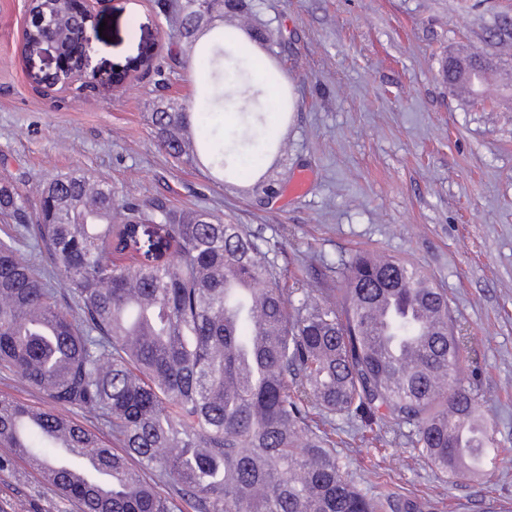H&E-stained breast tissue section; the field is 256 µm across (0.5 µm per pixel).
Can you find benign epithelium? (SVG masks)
I'll use <instances>...</instances> for the list:
<instances>
[{
    "label": "benign epithelium",
    "mask_w": 512,
    "mask_h": 512,
    "mask_svg": "<svg viewBox=\"0 0 512 512\" xmlns=\"http://www.w3.org/2000/svg\"><path fill=\"white\" fill-rule=\"evenodd\" d=\"M67 14L73 17L68 41L63 44L54 33L52 21L32 10L25 15V31L39 26L45 36L37 53L52 51L59 62L55 84L63 91L82 93L93 86L95 72L91 67V49L96 34L92 24V14L84 6L83 0H64Z\"/></svg>",
    "instance_id": "benign-epithelium-1"
}]
</instances>
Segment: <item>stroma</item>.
<instances>
[{
  "mask_svg": "<svg viewBox=\"0 0 512 512\" xmlns=\"http://www.w3.org/2000/svg\"><path fill=\"white\" fill-rule=\"evenodd\" d=\"M27 0H0V182L37 185L83 169L121 195L166 194L261 230L286 282L339 285L355 250L406 260L447 289L468 336L459 377L478 395L498 442L496 467L444 481L413 448L384 444L337 421L349 475L376 493L422 502V512H512V93L484 103L441 76L458 46L512 69V0H260L259 19L281 25L286 53L270 57L296 105L264 111L258 131L288 142L271 176L278 194L256 205L207 163L159 150L151 114L161 103L153 67L165 65L170 31L156 0H93L104 31L92 45L99 83L74 95L54 84L57 60L23 51ZM308 171L305 193H287ZM0 501L14 512H78L13 449Z\"/></svg>",
  "mask_w": 512,
  "mask_h": 512,
  "instance_id": "1",
  "label": "stroma"
}]
</instances>
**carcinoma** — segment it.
Listing matches in <instances>:
<instances>
[{"label":"carcinoma","instance_id":"1","mask_svg":"<svg viewBox=\"0 0 512 512\" xmlns=\"http://www.w3.org/2000/svg\"><path fill=\"white\" fill-rule=\"evenodd\" d=\"M171 11L173 60H190L212 78L221 49L197 50L214 23L247 9L244 0L208 14L199 0L162 5ZM216 42L249 49L231 30ZM472 79L447 70L452 86ZM192 116L175 98L152 113L156 144L176 159L198 161L241 183L260 171L274 138L251 142L250 169L224 156V145L192 134ZM41 205L25 224L28 198L0 183V215L16 221L0 237V369L44 393L35 410L0 395V443L15 449L81 512H420L410 500L376 497L355 485L331 437L336 419L368 423L410 443L436 473L459 479L458 448L497 447L483 421L472 444H458L456 423L478 415V399L457 378L464 353L445 289L415 265L355 255L341 288H286L259 230L227 224L206 209H178L162 194L121 199L84 170L39 187ZM171 251L159 261L141 251L145 227ZM250 285L228 300L224 281ZM397 302L382 335L371 310ZM432 315L417 322L405 309ZM416 344L411 361L394 358L384 341ZM438 377L446 385L434 386ZM84 410L109 429L117 447L71 417ZM69 468L95 452L112 472L99 492Z\"/></svg>","mask_w":512,"mask_h":512}]
</instances>
